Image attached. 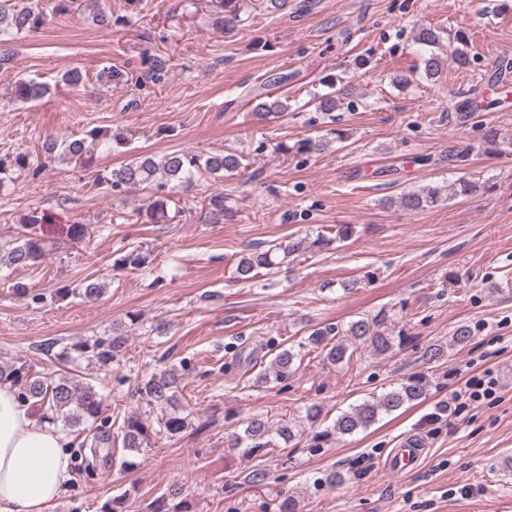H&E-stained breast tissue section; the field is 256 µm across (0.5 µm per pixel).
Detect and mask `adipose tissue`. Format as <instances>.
<instances>
[{
    "label": "adipose tissue",
    "mask_w": 512,
    "mask_h": 512,
    "mask_svg": "<svg viewBox=\"0 0 512 512\" xmlns=\"http://www.w3.org/2000/svg\"><path fill=\"white\" fill-rule=\"evenodd\" d=\"M65 433L0 382V512H47L71 481Z\"/></svg>",
    "instance_id": "adipose-tissue-1"
}]
</instances>
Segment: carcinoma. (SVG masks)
I'll list each match as a JSON object with an SVG mask.
<instances>
[{"label": "carcinoma", "mask_w": 512, "mask_h": 512, "mask_svg": "<svg viewBox=\"0 0 512 512\" xmlns=\"http://www.w3.org/2000/svg\"><path fill=\"white\" fill-rule=\"evenodd\" d=\"M85 8L92 11L98 26L112 28V12L101 6V0H84ZM217 15V23L227 31H233L242 22L240 0H211ZM46 22L45 11L37 0H0V43L10 42L14 38L41 29ZM421 65L425 75L434 78L441 72L442 62L438 54L425 52L421 55ZM50 87L33 78L20 77L14 82L13 98L23 102H36L49 94ZM351 95L346 89L341 93H325L313 96L315 110L334 112L341 100ZM250 102L252 111L266 119L282 118L287 115L288 103L278 98L268 100L265 92L255 91ZM112 150V131L93 127L83 137L76 139L57 138L51 134L44 141V161L36 164L26 154H16L0 158V182L12 177L16 171H33L37 176L46 164L57 158L90 168L95 164L97 154ZM241 166V159L233 153H217L206 158L190 151H175L164 155L160 160L153 157H137L107 174H98L99 183L105 185L108 192H133L148 189L144 212L153 220L165 217L171 195L188 188L196 175L207 172L216 178L232 173ZM442 200V188L435 187L422 191H407L399 197L398 204L405 210L419 211L434 207ZM43 215L37 210L29 211L23 218L19 237L14 242L0 247V266L9 268L33 267L44 257L45 245L39 234ZM328 244L322 235L291 239L279 242L263 250H255L243 256L235 268L239 282H251L259 274L273 273L283 264V260L292 255L313 252ZM148 257L138 248L126 249L113 261L118 269L143 270L147 267ZM106 285L97 278L86 277L74 287L64 286L56 289L59 299L75 296L86 303H96L105 294ZM388 316L377 313L365 315L347 324L343 330L334 326L313 327L307 331L306 345L319 349L325 359L332 364L350 362L358 345L370 351L384 355L394 346L403 342V337L393 336L387 327ZM343 338H338V335ZM126 344L123 336H114L108 340L87 339L79 341L64 354L60 355L61 367L53 371L36 370L33 366L16 362L0 363V380H10L19 388L23 401L34 407L41 417L61 427V430L76 435H84L79 442L78 456L81 463L74 474L90 468L92 460L100 457L101 450L109 449L106 456H112V427H117L122 448L130 455L141 453L151 447V437L165 433L168 437L179 435L188 423L182 410L178 408L179 376L169 370L155 373L144 380L138 393L149 407L161 409L158 427H153L142 417L129 415L116 423L103 416L104 398L96 388L69 368L72 354L86 357L99 368L107 369L114 363ZM297 353L284 348L271 359L269 366L258 372L256 382L262 384L285 381L296 371ZM428 394V380L422 374H412L390 389L373 394L362 402L337 415L330 428L318 435L320 439L332 436L353 435L364 431L380 417L400 410L406 405L419 403ZM95 425V433L86 434L87 426ZM289 443L295 437L291 428H273V425L259 415L244 422L243 434L238 437L237 449L244 457H253L267 448L275 447V438ZM152 512H192L191 505L181 497V489L171 485L154 500Z\"/></svg>", "instance_id": "1"}]
</instances>
